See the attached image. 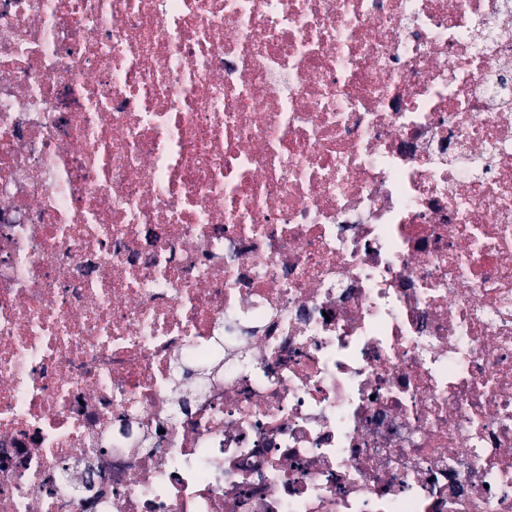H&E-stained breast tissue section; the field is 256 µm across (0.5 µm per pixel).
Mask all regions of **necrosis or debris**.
<instances>
[{"label": "necrosis or debris", "instance_id": "obj_1", "mask_svg": "<svg viewBox=\"0 0 512 512\" xmlns=\"http://www.w3.org/2000/svg\"><path fill=\"white\" fill-rule=\"evenodd\" d=\"M0 512H512V0H0Z\"/></svg>", "mask_w": 512, "mask_h": 512}]
</instances>
